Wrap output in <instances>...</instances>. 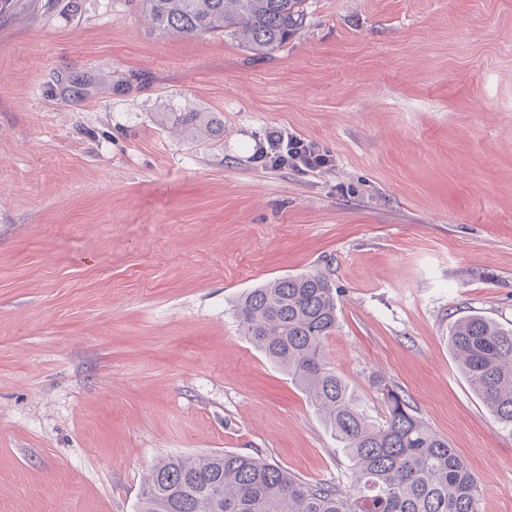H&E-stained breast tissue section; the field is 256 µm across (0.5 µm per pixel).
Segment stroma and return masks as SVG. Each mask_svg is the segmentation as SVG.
I'll return each mask as SVG.
<instances>
[{
    "instance_id": "35a3bbf8",
    "label": "stroma",
    "mask_w": 512,
    "mask_h": 512,
    "mask_svg": "<svg viewBox=\"0 0 512 512\" xmlns=\"http://www.w3.org/2000/svg\"><path fill=\"white\" fill-rule=\"evenodd\" d=\"M305 12L267 56L159 33L137 0L0 13V512H139L159 460L214 451L349 490L233 315L306 271L342 292L325 353L374 420L379 377L468 464L479 512H512V427L449 344L469 314L512 327V0ZM280 128L331 166L255 163ZM214 112H172V123L181 126L183 132L191 137H209L219 135L224 123L218 120Z\"/></svg>"
}]
</instances>
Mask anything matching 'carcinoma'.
I'll return each instance as SVG.
<instances>
[{"label": "carcinoma", "mask_w": 512, "mask_h": 512, "mask_svg": "<svg viewBox=\"0 0 512 512\" xmlns=\"http://www.w3.org/2000/svg\"><path fill=\"white\" fill-rule=\"evenodd\" d=\"M304 0H139L161 33L231 31L269 54L303 27ZM191 137L216 136L211 112H175ZM338 288L320 271L252 288L234 306L243 335L306 394L354 465L350 489L306 482L260 457L229 452L172 455L144 477L139 512H478L477 479L448 441L379 378L385 420L375 423L327 360L338 324ZM451 348L472 390L512 426V328L480 314L458 320Z\"/></svg>", "instance_id": "1"}]
</instances>
